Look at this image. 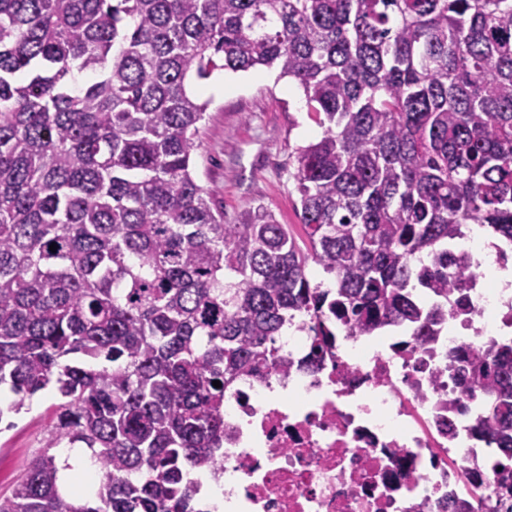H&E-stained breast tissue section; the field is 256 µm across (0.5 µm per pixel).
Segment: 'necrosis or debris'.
<instances>
[{"instance_id":"necrosis-or-debris-1","label":"necrosis or debris","mask_w":512,"mask_h":512,"mask_svg":"<svg viewBox=\"0 0 512 512\" xmlns=\"http://www.w3.org/2000/svg\"><path fill=\"white\" fill-rule=\"evenodd\" d=\"M461 330L423 346L388 337L364 353L342 335L320 369L298 362L306 332L283 337L290 365L239 378L224 398L223 502L208 512H507L493 468L467 429L474 386L448 373L451 355L512 330V298L483 279Z\"/></svg>"}]
</instances>
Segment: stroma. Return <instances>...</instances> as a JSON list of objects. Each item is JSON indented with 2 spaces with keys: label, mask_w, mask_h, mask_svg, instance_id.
I'll return each instance as SVG.
<instances>
[{
  "label": "stroma",
  "mask_w": 512,
  "mask_h": 512,
  "mask_svg": "<svg viewBox=\"0 0 512 512\" xmlns=\"http://www.w3.org/2000/svg\"><path fill=\"white\" fill-rule=\"evenodd\" d=\"M188 89L208 103L193 154L194 176L213 190L225 223H237L244 212L261 206L307 247L293 174L297 149L317 140L321 129L302 90L266 67L193 77ZM58 402L54 390L42 391L14 416L12 428L0 431V493H10L25 465L41 453Z\"/></svg>",
  "instance_id": "1"
}]
</instances>
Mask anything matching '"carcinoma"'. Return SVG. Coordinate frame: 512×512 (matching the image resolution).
<instances>
[{"label": "carcinoma", "instance_id": "1", "mask_svg": "<svg viewBox=\"0 0 512 512\" xmlns=\"http://www.w3.org/2000/svg\"><path fill=\"white\" fill-rule=\"evenodd\" d=\"M259 66L322 128L296 156L306 251L264 209L224 223L192 173L188 80ZM471 224L512 244V0H0V421L61 399L0 512H199L224 390L288 368L293 326L307 368L335 325L435 341ZM448 370L483 389L472 434L512 494V343ZM63 442L92 494L64 491Z\"/></svg>", "mask_w": 512, "mask_h": 512}]
</instances>
